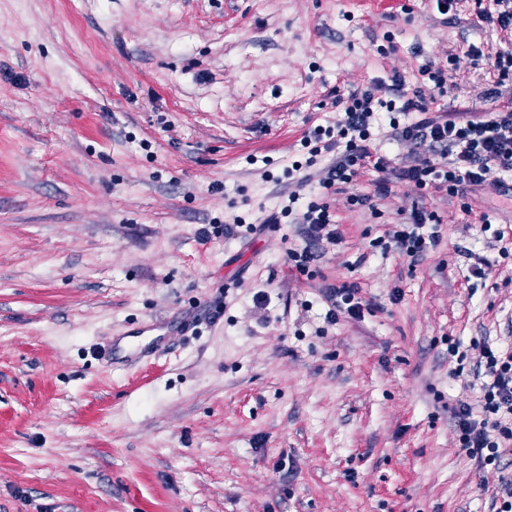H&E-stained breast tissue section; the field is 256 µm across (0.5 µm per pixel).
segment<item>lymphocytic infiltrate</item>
<instances>
[{
    "instance_id": "obj_1",
    "label": "lymphocytic infiltrate",
    "mask_w": 512,
    "mask_h": 512,
    "mask_svg": "<svg viewBox=\"0 0 512 512\" xmlns=\"http://www.w3.org/2000/svg\"><path fill=\"white\" fill-rule=\"evenodd\" d=\"M480 17L498 32L504 44L489 58L484 57L480 47L470 48L475 59H487L493 73L494 86L484 93L485 98L493 100L492 109L472 119L436 114L421 96H408L403 78L396 74L392 77L394 97H383L379 85H372L343 101L341 119L306 132L301 139L306 160L289 161L283 168L284 175L295 177L303 167L315 165L318 158L330 152L334 159L321 171L322 189L332 192L337 185L353 184L364 173L372 175L369 192L350 194V205L374 209L376 200L393 194L396 182L407 181L420 190L422 197L456 198L464 211H471L472 192L497 186V172L512 170V108L500 104L502 87L512 86V0H493L492 8L482 10ZM380 119L396 139L428 145V155L403 168L393 167L391 159L374 142V124ZM287 222L305 227L307 244L290 250L289 259L300 274L311 275V267L320 257V245H333L341 238L335 213L320 197L304 202L299 192H290L266 215L264 223L255 224L238 216L226 224L201 228L199 238L206 242L221 235L228 240H243L262 232L265 224ZM440 222L435 211L417 207L388 225L371 245L386 253L396 250L413 258L439 244L436 226ZM325 297L330 303L327 322L361 317L364 301L357 284L328 285ZM482 357L488 382L479 404L449 409L462 447L481 469L497 464L502 442H512V427L500 421L501 414L512 415V352L500 354L486 348Z\"/></svg>"
}]
</instances>
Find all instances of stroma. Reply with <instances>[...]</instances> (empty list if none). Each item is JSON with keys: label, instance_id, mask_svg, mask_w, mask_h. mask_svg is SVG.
<instances>
[{"label": "stroma", "instance_id": "35a3bbf8", "mask_svg": "<svg viewBox=\"0 0 512 512\" xmlns=\"http://www.w3.org/2000/svg\"><path fill=\"white\" fill-rule=\"evenodd\" d=\"M490 3L0 0V512H494L512 449L478 468L446 408L477 401L482 344L512 347L500 196L434 200L440 243L413 259L370 241L419 190L377 219L347 203L361 175L326 197L343 240L311 279L288 260L302 225L198 238L287 196L283 160L337 98L397 73L472 111ZM344 282L370 307L328 324ZM169 318L163 350L98 359Z\"/></svg>", "mask_w": 512, "mask_h": 512}]
</instances>
